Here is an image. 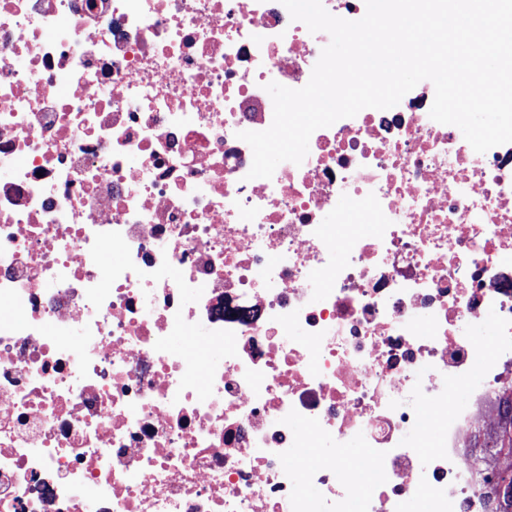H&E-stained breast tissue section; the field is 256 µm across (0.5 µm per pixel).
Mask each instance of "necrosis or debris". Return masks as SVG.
I'll return each instance as SVG.
<instances>
[{"label":"necrosis or debris","mask_w":512,"mask_h":512,"mask_svg":"<svg viewBox=\"0 0 512 512\" xmlns=\"http://www.w3.org/2000/svg\"><path fill=\"white\" fill-rule=\"evenodd\" d=\"M329 41L280 0H0V512H498L512 143L425 80L248 179Z\"/></svg>","instance_id":"necrosis-or-debris-1"}]
</instances>
